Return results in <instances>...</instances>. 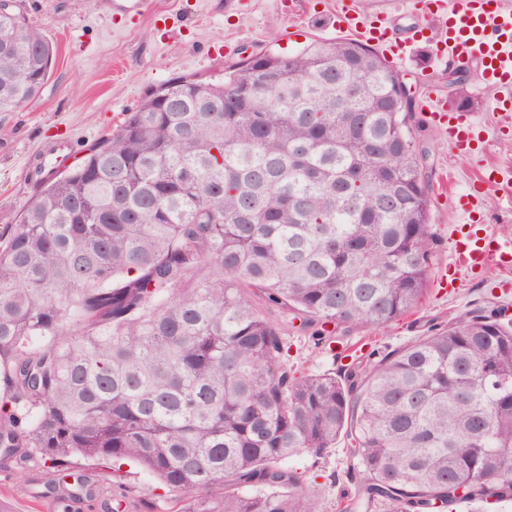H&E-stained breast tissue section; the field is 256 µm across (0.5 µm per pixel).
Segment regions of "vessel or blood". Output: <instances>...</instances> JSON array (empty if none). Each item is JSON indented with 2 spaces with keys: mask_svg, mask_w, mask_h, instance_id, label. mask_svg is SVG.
I'll use <instances>...</instances> for the list:
<instances>
[{
  "mask_svg": "<svg viewBox=\"0 0 512 512\" xmlns=\"http://www.w3.org/2000/svg\"><path fill=\"white\" fill-rule=\"evenodd\" d=\"M411 12L416 21L401 37L386 14L364 17L355 0H337L333 23L387 59L403 60L409 48L424 43L437 63L476 61L479 83L495 91L486 109L499 115V123L490 126L476 112L449 108L432 92L421 107L444 130L451 152L483 158L491 144L512 137V0H415ZM503 181L499 170L485 168L455 195L459 229L448 260L455 277L491 266L512 269V239L490 231L485 212L487 186Z\"/></svg>",
  "mask_w": 512,
  "mask_h": 512,
  "instance_id": "vessel-or-blood-1",
  "label": "vessel or blood"
}]
</instances>
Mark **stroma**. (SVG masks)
I'll list each match as a JSON object with an SVG mask.
<instances>
[{"instance_id": "stroma-1", "label": "stroma", "mask_w": 512, "mask_h": 512, "mask_svg": "<svg viewBox=\"0 0 512 512\" xmlns=\"http://www.w3.org/2000/svg\"><path fill=\"white\" fill-rule=\"evenodd\" d=\"M28 22L56 48L50 78L41 93L17 111L0 114V225L17 223L37 185L30 174L47 149L59 140L74 149L90 148L118 128L141 100L177 76L209 77L226 63L274 48L289 54L313 39H335L324 15L336 0H294L285 11L281 0H150L142 15L113 13L112 0H17ZM396 70L423 99L428 91L450 97L448 69L432 64L426 49H413ZM413 136L428 153L427 175L433 194L432 230L437 238L431 277L417 308L380 328H337L336 347L354 346L361 359L382 357L449 318H464L506 307L512 320V293L500 288L505 272L497 268L480 278H465L453 289L441 288L437 275L448 263V234L457 221L454 193L468 188L474 173L470 157L448 150L447 137L425 112L413 114ZM258 313L288 340L290 361L311 373L340 372L333 349L316 346L310 330L287 313L258 305ZM305 482H316L317 512H337L343 493L354 489L361 468L347 439L325 456L306 454L287 460ZM92 473V494L76 495V483L52 481L43 465L0 451V506L7 512H58L68 498L69 512H173L176 492L141 467L125 464L119 474L82 465Z\"/></svg>"}]
</instances>
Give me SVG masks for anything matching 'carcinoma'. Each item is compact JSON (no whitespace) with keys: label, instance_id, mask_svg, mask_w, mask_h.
I'll return each instance as SVG.
<instances>
[{"label":"carcinoma","instance_id":"obj_1","mask_svg":"<svg viewBox=\"0 0 512 512\" xmlns=\"http://www.w3.org/2000/svg\"><path fill=\"white\" fill-rule=\"evenodd\" d=\"M55 48L0 0V113ZM269 73L279 81L269 83ZM400 74L366 45L259 51L174 77L0 226V448L62 475L131 462L179 512H317L280 466L340 436L363 476L342 512L512 503V323L450 320L305 373L249 292L315 328L412 310L434 249Z\"/></svg>","mask_w":512,"mask_h":512}]
</instances>
